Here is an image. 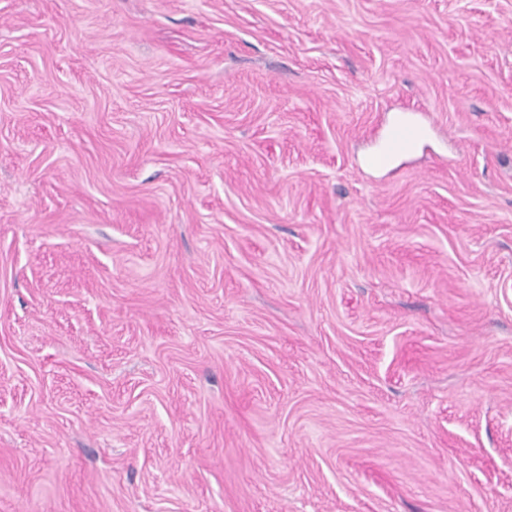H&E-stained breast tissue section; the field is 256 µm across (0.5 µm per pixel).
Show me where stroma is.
<instances>
[{"label":"stroma","mask_w":512,"mask_h":512,"mask_svg":"<svg viewBox=\"0 0 512 512\" xmlns=\"http://www.w3.org/2000/svg\"><path fill=\"white\" fill-rule=\"evenodd\" d=\"M0 512H512V0H0ZM423 138L422 129L408 121H402L389 129L386 154L372 156L368 160L371 167H384L387 156L402 154L412 150Z\"/></svg>","instance_id":"1"}]
</instances>
